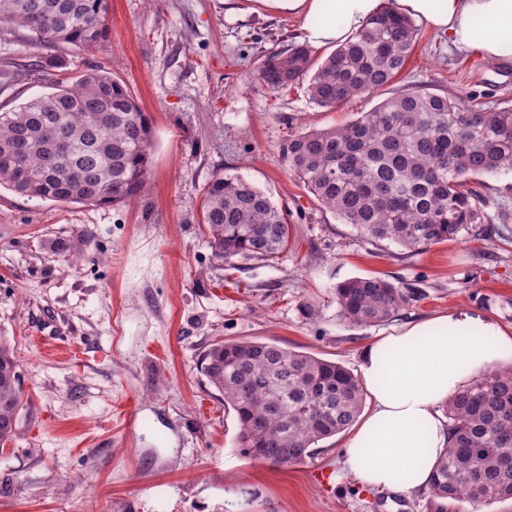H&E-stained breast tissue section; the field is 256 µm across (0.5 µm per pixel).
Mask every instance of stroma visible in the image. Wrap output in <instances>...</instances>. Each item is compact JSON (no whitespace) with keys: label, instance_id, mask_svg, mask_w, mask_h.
Listing matches in <instances>:
<instances>
[{"label":"stroma","instance_id":"35a3bbf8","mask_svg":"<svg viewBox=\"0 0 512 512\" xmlns=\"http://www.w3.org/2000/svg\"><path fill=\"white\" fill-rule=\"evenodd\" d=\"M110 4L108 38L91 49L41 47L0 27V112L101 68L153 126L147 186L131 202L0 191V336L24 395L0 448V512H512V501L439 506L423 490L363 485L343 467V432L297 465L243 456L236 417L202 373L221 341H273L356 372L374 336L437 314L512 330V173L480 178L489 226L410 252L342 223L280 151L290 135L346 124L411 87L484 111L512 106V59L456 51L421 23L391 83L327 109L304 86L252 79L270 53L300 42L293 18L233 13L226 0ZM219 170L287 211L290 243L277 259L214 260L201 206ZM58 241L68 251H54ZM368 276L423 297L374 325L339 319L337 286Z\"/></svg>","mask_w":512,"mask_h":512}]
</instances>
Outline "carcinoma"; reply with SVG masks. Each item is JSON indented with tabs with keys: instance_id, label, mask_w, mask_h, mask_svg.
<instances>
[{
	"instance_id": "carcinoma-1",
	"label": "carcinoma",
	"mask_w": 512,
	"mask_h": 512,
	"mask_svg": "<svg viewBox=\"0 0 512 512\" xmlns=\"http://www.w3.org/2000/svg\"><path fill=\"white\" fill-rule=\"evenodd\" d=\"M109 0H0V27L47 46L90 49L106 39ZM417 37L411 18L384 7L320 64L293 44L255 78L271 89L307 83L322 108L388 85ZM152 121L112 73L90 70L0 113V188L31 199L116 206L142 195ZM281 153L305 189L369 240L419 251L486 223L471 177L512 172V108L483 111L423 88L402 90L350 123L296 133ZM214 257L273 260L288 248L287 215L248 181L217 172L202 220ZM380 277L336 287L338 316L355 326L391 318L420 299ZM208 384L236 417L242 455L278 466L313 455L362 411L360 379L340 363L275 342L235 340L203 358ZM23 399L13 351L0 336V445L13 439ZM448 446L427 492L474 504L512 500V368L479 376L446 401Z\"/></svg>"
}]
</instances>
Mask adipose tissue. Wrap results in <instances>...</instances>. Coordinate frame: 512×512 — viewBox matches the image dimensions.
Masks as SVG:
<instances>
[{
	"label": "adipose tissue",
	"mask_w": 512,
	"mask_h": 512,
	"mask_svg": "<svg viewBox=\"0 0 512 512\" xmlns=\"http://www.w3.org/2000/svg\"><path fill=\"white\" fill-rule=\"evenodd\" d=\"M297 18L305 40L341 44L379 0H259ZM461 52L512 57V0H395ZM512 362V332L466 313L392 329L365 347L360 364L372 405L344 444V465L362 484L413 493L427 485L448 444L440 403L496 365Z\"/></svg>",
	"instance_id": "1"
}]
</instances>
